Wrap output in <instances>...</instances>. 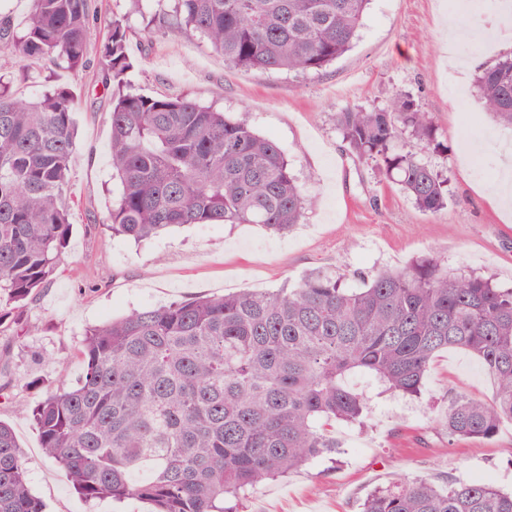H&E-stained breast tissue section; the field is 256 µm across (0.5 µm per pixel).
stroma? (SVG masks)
<instances>
[{"label":"stroma","mask_w":512,"mask_h":512,"mask_svg":"<svg viewBox=\"0 0 512 512\" xmlns=\"http://www.w3.org/2000/svg\"><path fill=\"white\" fill-rule=\"evenodd\" d=\"M102 23L123 17L131 29L127 79L150 96L184 95L226 115L246 118L284 152L310 205L298 226L273 234L255 224H192L135 242L112 236L101 222L118 193L110 165L112 98L101 65L78 72L0 52V77L21 97L67 87L74 97L77 142L66 201L70 228L61 263L21 311L0 321V420L31 459L29 486L46 512H151L135 499H82L62 470L41 455L32 421L22 413L47 388L71 386L83 362L77 347L87 327L131 310L243 289L266 290L320 269L360 274L401 267L434 255L450 271L492 278L512 287V211L498 208L485 188L505 164L497 150L512 127L477 108L480 67L512 54V36L465 54L461 88L448 85V22L453 0H370L353 49L319 72L232 70L199 38L178 30L147 32L130 0H96ZM409 93L429 113L439 153L419 158L448 179L450 197L437 213L417 209L372 163L353 157L336 129L348 106L382 107ZM350 384L369 398L363 424H333L341 445L288 477L266 481L242 500L240 512H360L373 490L403 477L436 486L489 481L512 492V422L485 442L449 441L436 421L452 393L491 397L494 381L462 349L439 352L421 398L380 393L362 376Z\"/></svg>","instance_id":"obj_1"}]
</instances>
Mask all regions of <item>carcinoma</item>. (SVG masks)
<instances>
[{
    "instance_id": "carcinoma-1",
    "label": "carcinoma",
    "mask_w": 512,
    "mask_h": 512,
    "mask_svg": "<svg viewBox=\"0 0 512 512\" xmlns=\"http://www.w3.org/2000/svg\"><path fill=\"white\" fill-rule=\"evenodd\" d=\"M22 31L0 15V48L57 69L90 66L94 0H29ZM149 32L200 35L233 69L318 72L359 36L369 0H172L143 10ZM128 30L114 16L101 43L112 88V176L119 193L102 221L144 240L184 224L301 223L303 196L282 149L241 119L189 97L131 89ZM479 111L512 126V56L480 70ZM73 94L57 87L23 100L0 79V322L55 272L69 233L66 187L76 147ZM348 151L372 162L423 212L448 201V179L414 145L443 149L432 118L409 95L387 107L336 113ZM408 129L415 144L396 146ZM346 275L311 272L276 291L200 297L86 330L84 371L30 410L45 458L87 501L143 499L154 512H238L261 482L337 453L336 421H362L349 379L416 397L435 356L475 355L496 381L489 400L452 395L439 418L448 440L488 441L512 422V288L450 274L430 255L383 268L349 288ZM31 461L0 422V512H44ZM362 512H512V494L487 481L441 489L422 477L370 492Z\"/></svg>"
}]
</instances>
